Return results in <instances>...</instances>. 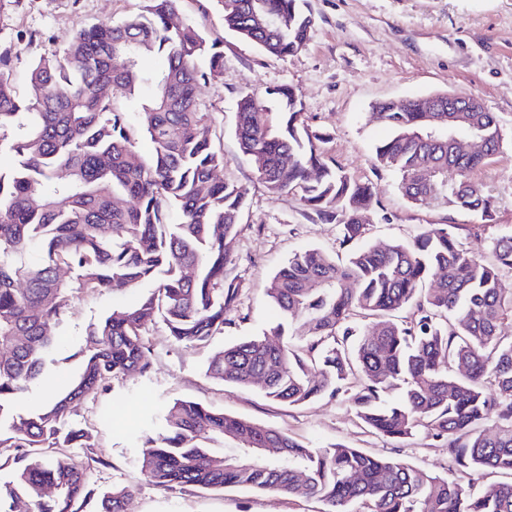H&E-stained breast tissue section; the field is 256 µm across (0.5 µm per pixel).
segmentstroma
<instances>
[{
  "mask_svg": "<svg viewBox=\"0 0 512 512\" xmlns=\"http://www.w3.org/2000/svg\"><path fill=\"white\" fill-rule=\"evenodd\" d=\"M315 23L306 47L275 59L251 42L225 30L220 0H182L177 22H189L224 39V78L199 84L197 96L212 121L208 136L224 155L216 179L241 185L247 208L238 235L227 241L234 258L231 273L241 284L239 301L227 310L223 334L208 344L184 347L171 341L162 324L146 326V371L113 380L75 417L91 434V447L69 449L89 468L94 491L83 512H98L99 495L128 489L125 512H320L313 498L214 491L198 487L164 488L141 471L148 438L161 430L160 413L177 400L236 415L288 433L312 448L343 444L394 457L428 472L459 478L442 440L419 432L399 443L368 432L346 396L322 397L290 407L267 398L256 387H230L206 377L209 357L225 344L274 326L277 311L265 286L296 252L307 247L339 251V228L304 216L293 194L270 195L250 161L238 150L233 132L240 92L259 97L265 112L280 107L270 92L292 89L313 130L327 137L322 148L354 177L371 181L379 204L366 224L363 244H388L414 236L426 224H450L457 240L490 239L512 232V0H307ZM147 0H0V53H8L20 97L30 95L29 75L40 57L62 53L77 30L119 22L144 12ZM478 97L500 120L503 144L471 179L493 198L492 221L441 203L409 204L398 190L396 171L376 166L374 148L389 131L370 122L375 103L436 92ZM135 293L106 290L74 294L61 328L58 365L50 382L36 383L15 402L18 411L40 406L67 388L81 370L76 353L88 328L113 309L132 303Z\"/></svg>",
  "mask_w": 512,
  "mask_h": 512,
  "instance_id": "35a3bbf8",
  "label": "stroma"
}]
</instances>
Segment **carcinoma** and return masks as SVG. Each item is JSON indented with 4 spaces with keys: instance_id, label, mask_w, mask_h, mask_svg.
<instances>
[{
    "instance_id": "1",
    "label": "carcinoma",
    "mask_w": 512,
    "mask_h": 512,
    "mask_svg": "<svg viewBox=\"0 0 512 512\" xmlns=\"http://www.w3.org/2000/svg\"><path fill=\"white\" fill-rule=\"evenodd\" d=\"M146 13L80 30L54 59L30 73L32 96L16 94L8 54H0V141L19 118L26 133L7 144L12 166L0 170V448H23L24 464L5 496L37 499L38 512H83L92 490L88 468L62 452L89 448L77 408L113 380L149 366L141 331L162 323L186 347L224 333V313L241 284L224 240L237 234L246 190L214 178L224 155L207 136L211 114L195 90L224 77L223 40L191 24H173L181 0H148ZM304 0H223L224 27L279 59L307 44L314 24ZM160 52L158 75L139 67ZM138 147L128 114L102 89L130 96L138 87ZM282 110L273 124L260 102L239 94L234 131L257 178L274 195L296 193L303 212L336 223L346 258L319 247L295 253L271 278L267 296L281 321L271 345L246 336L208 360V377L258 386L268 398L302 406L349 394L370 432L402 441L420 429L445 440L467 484L357 448H309L287 434L177 400L163 412L142 472L161 487H242L315 498L324 512H512V479L488 487V469L512 476V233L461 247L449 224H429L408 241L358 246L378 204L372 184L354 178L321 148L324 136L302 119L291 90H270ZM428 97L385 100L370 113L391 130L375 147L379 166L400 175L415 206L441 201L493 217V200L469 179L503 144L493 112H426ZM459 138L481 144L463 152ZM182 220L172 223L174 212ZM120 229L122 237H114ZM42 260H26L31 245ZM75 272L71 284L59 270ZM148 291L91 325L71 385L23 416L6 405L40 379L58 343L57 328L74 292ZM410 310V318L398 312ZM358 389L350 394L351 384ZM233 443L224 452V441ZM45 487L55 496L42 500ZM3 496V497H5ZM0 496V501L3 500ZM125 489L103 494L99 512H124Z\"/></svg>"
}]
</instances>
